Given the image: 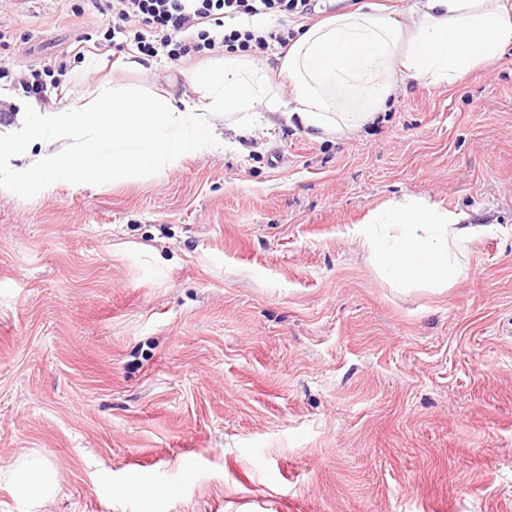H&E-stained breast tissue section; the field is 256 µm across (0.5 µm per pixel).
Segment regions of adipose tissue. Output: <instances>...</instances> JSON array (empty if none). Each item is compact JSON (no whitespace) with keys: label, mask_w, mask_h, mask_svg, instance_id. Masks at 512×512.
I'll list each match as a JSON object with an SVG mask.
<instances>
[{"label":"adipose tissue","mask_w":512,"mask_h":512,"mask_svg":"<svg viewBox=\"0 0 512 512\" xmlns=\"http://www.w3.org/2000/svg\"><path fill=\"white\" fill-rule=\"evenodd\" d=\"M510 45L512 0H415L406 22L368 0L310 26L279 57L286 102L267 67L234 55L193 75L202 105L108 86L81 106L19 102L0 130V190L47 195L63 178L81 187L160 171L222 146L216 117L258 108L316 139L354 133L386 111L397 82L453 87ZM484 232L466 213L407 198L372 212L351 237L384 276L441 291L464 274L462 257ZM0 476L35 506L58 489L53 465L35 456Z\"/></svg>","instance_id":"obj_1"}]
</instances>
